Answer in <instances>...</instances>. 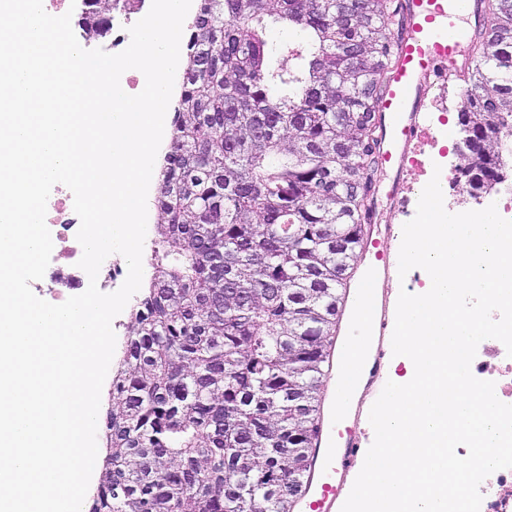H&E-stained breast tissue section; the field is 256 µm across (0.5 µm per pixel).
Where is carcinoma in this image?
<instances>
[{"label":"carcinoma","mask_w":512,"mask_h":512,"mask_svg":"<svg viewBox=\"0 0 512 512\" xmlns=\"http://www.w3.org/2000/svg\"><path fill=\"white\" fill-rule=\"evenodd\" d=\"M479 2L456 147L465 188L496 190L512 0ZM79 26L105 37L112 0ZM403 30L392 0H197L87 512H293Z\"/></svg>","instance_id":"cac0c4a2"}]
</instances>
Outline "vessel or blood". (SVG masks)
<instances>
[{"mask_svg": "<svg viewBox=\"0 0 512 512\" xmlns=\"http://www.w3.org/2000/svg\"><path fill=\"white\" fill-rule=\"evenodd\" d=\"M405 29L399 59L381 104L380 163L393 174L386 191L391 205L400 202L404 159L420 130L424 87L430 78H447L467 52L459 28L464 16H476L477 0H402ZM394 233L388 224L363 227L361 259L342 310L341 334L323 382L322 421L312 440L303 488L295 512H338L346 478L360 457L359 437L344 422L355 414L357 400L374 380L389 335L385 285L391 263L386 247ZM362 357V374L352 379L349 363Z\"/></svg>", "mask_w": 512, "mask_h": 512, "instance_id": "obj_1", "label": "vessel or blood"}]
</instances>
